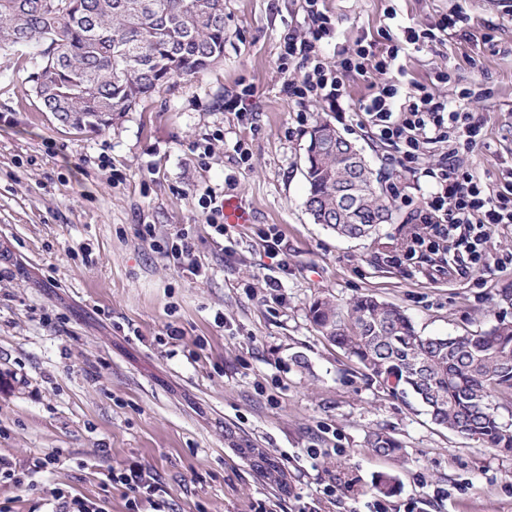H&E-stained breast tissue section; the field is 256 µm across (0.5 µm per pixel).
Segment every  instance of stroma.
Returning a JSON list of instances; mask_svg holds the SVG:
<instances>
[{
    "label": "stroma",
    "mask_w": 512,
    "mask_h": 512,
    "mask_svg": "<svg viewBox=\"0 0 512 512\" xmlns=\"http://www.w3.org/2000/svg\"><path fill=\"white\" fill-rule=\"evenodd\" d=\"M503 0H325L341 43L381 39L391 23L428 26L456 11V33L400 64L407 78L479 82L485 142L464 164L505 184L512 169V20ZM224 57L176 78L100 131L41 111L31 49L0 50V459L53 457L36 486L0 483L10 512H44L58 487L128 512L130 492L109 468L136 462L155 475L170 512H366L384 497L417 512H512V454L448 431L371 379L314 328L309 307L370 294L404 310L424 336L512 322V225L493 228L484 267L442 270L412 250V204L428 185L399 172L357 126L321 104L299 119L278 70L283 36L309 20L301 0H224ZM395 19H388V10ZM253 86L240 112L226 96ZM320 121L355 142L393 217L363 240L336 237L306 209L305 148ZM223 133L209 158L194 142ZM250 148L248 162L232 150ZM124 179L116 183L113 173ZM234 197L251 221L225 253L202 223L207 190ZM155 236L142 238V225ZM275 228L279 259L260 238ZM191 236L205 277L158 247ZM285 262L282 286L265 280ZM180 340L165 342L167 326ZM373 430L401 451L377 454ZM245 448L272 454L284 486L263 478ZM319 449L309 458L308 449ZM394 478L396 489L377 486ZM336 485L328 503L323 487Z\"/></svg>",
    "instance_id": "35a3bbf8"
}]
</instances>
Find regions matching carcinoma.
Listing matches in <instances>:
<instances>
[{"mask_svg": "<svg viewBox=\"0 0 512 512\" xmlns=\"http://www.w3.org/2000/svg\"><path fill=\"white\" fill-rule=\"evenodd\" d=\"M224 0H0V49L33 53L42 111L76 129L99 130L174 78H193L224 58ZM354 144L320 122L305 156L307 210L339 237L370 236L392 218L366 164L349 162ZM315 329L370 375L423 406L448 430L512 453V323L476 334L421 336L400 309L370 295L344 306L311 304ZM368 445L392 455L384 432ZM257 472L277 485L279 462L262 456Z\"/></svg>", "mask_w": 512, "mask_h": 512, "instance_id": "obj_1", "label": "carcinoma"}]
</instances>
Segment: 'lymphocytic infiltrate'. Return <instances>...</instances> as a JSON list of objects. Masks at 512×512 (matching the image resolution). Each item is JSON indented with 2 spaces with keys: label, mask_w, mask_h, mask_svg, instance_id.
<instances>
[{
  "label": "lymphocytic infiltrate",
  "mask_w": 512,
  "mask_h": 512,
  "mask_svg": "<svg viewBox=\"0 0 512 512\" xmlns=\"http://www.w3.org/2000/svg\"><path fill=\"white\" fill-rule=\"evenodd\" d=\"M303 9L311 25L307 32L294 30L284 36L279 58L289 100L301 112L325 103L360 115L375 144L391 149L397 167L429 183L430 190L412 219L424 226L431 254L447 265L466 256L480 262V248L493 227L512 224V189L491 190L484 176L459 159L461 152L473 151L484 141L483 127L474 121L470 109L472 102L485 96L480 83L444 99L426 85L406 79L399 63L401 53L409 48L421 50L430 37L414 25H398L396 33L384 34L379 42L361 39L352 49L337 45L335 60H328L323 47L335 43L336 24L324 0H303ZM369 69L384 74V82L350 102L348 76ZM433 146L441 148L442 154L429 167L424 156ZM107 478L133 493L130 512H137L142 497L152 499L155 512H167L168 502L156 497L154 475L140 465L110 469Z\"/></svg>",
  "instance_id": "1"
}]
</instances>
